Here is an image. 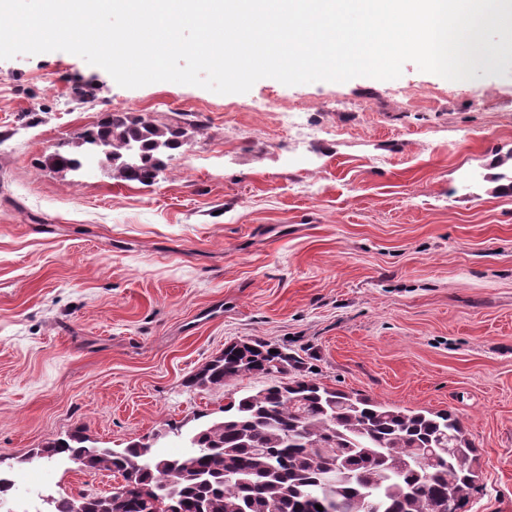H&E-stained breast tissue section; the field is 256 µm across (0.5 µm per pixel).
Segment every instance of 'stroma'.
<instances>
[{"label": "stroma", "instance_id": "obj_1", "mask_svg": "<svg viewBox=\"0 0 512 512\" xmlns=\"http://www.w3.org/2000/svg\"><path fill=\"white\" fill-rule=\"evenodd\" d=\"M109 112L197 125L150 186L46 165ZM253 337L329 387L455 413L471 512H512V64L222 95L124 88L64 51L0 60V460L77 426L182 454L168 426L266 385L188 384ZM12 478L13 512L116 483L68 461Z\"/></svg>", "mask_w": 512, "mask_h": 512}]
</instances>
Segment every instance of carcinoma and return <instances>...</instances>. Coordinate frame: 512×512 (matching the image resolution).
I'll return each mask as SVG.
<instances>
[{
    "label": "carcinoma",
    "mask_w": 512,
    "mask_h": 512,
    "mask_svg": "<svg viewBox=\"0 0 512 512\" xmlns=\"http://www.w3.org/2000/svg\"><path fill=\"white\" fill-rule=\"evenodd\" d=\"M184 132L128 112H110L46 163L78 171L90 158L112 176L150 186ZM248 375L268 383L231 397L222 416L189 433L180 456L142 453L141 442L116 451L91 444L76 427L19 460L66 457L121 479L110 496L82 492L86 512H164L143 498L150 487L176 491L179 512H468L480 490L476 448L449 411L393 407L330 388L304 357L261 338L229 343L190 384L221 388ZM320 505L319 511L315 505Z\"/></svg>",
    "instance_id": "1"
}]
</instances>
